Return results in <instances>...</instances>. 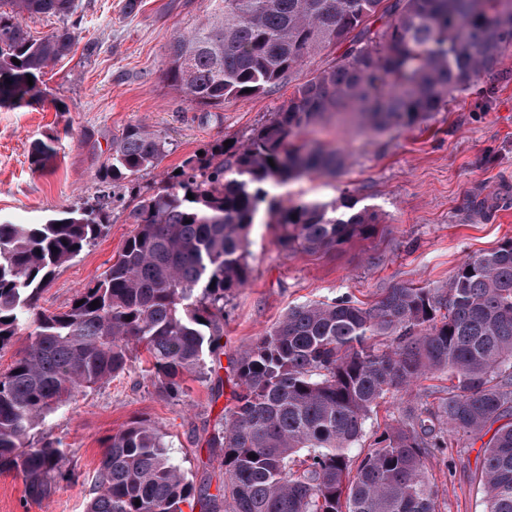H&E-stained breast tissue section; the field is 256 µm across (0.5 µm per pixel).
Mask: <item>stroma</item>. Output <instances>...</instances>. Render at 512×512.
Returning a JSON list of instances; mask_svg holds the SVG:
<instances>
[{
	"label": "stroma",
	"mask_w": 512,
	"mask_h": 512,
	"mask_svg": "<svg viewBox=\"0 0 512 512\" xmlns=\"http://www.w3.org/2000/svg\"><path fill=\"white\" fill-rule=\"evenodd\" d=\"M79 25L68 55L47 68L42 103L0 108V222L41 224L68 209L95 203L103 188L98 170L112 137L142 123L160 133L168 150L142 172L141 188L157 186L167 171L217 139L239 138L287 102L294 86L338 56L329 49L272 91L223 106L192 105L163 77L166 45L205 15L207 0H75ZM53 135L57 157L46 172L34 170L29 150ZM314 138L347 156L335 177L312 175L270 188L282 200L329 202L350 194L379 216L377 230L330 251H284L277 225L259 215L248 231L250 279L224 303V337L209 366L239 357L288 308L347 296L370 303L401 285L440 287L476 252L512 237V45L494 74H480L471 88L419 128L368 137L348 125L316 128ZM115 201L102 236L60 266L38 300L40 309L65 311L85 286L100 279L135 231L126 221L130 185L107 188ZM144 357L128 361L106 384L79 392L51 411L35 438L59 442L75 476L51 497L30 501L21 476L0 472V512H85L90 483L108 439L142 422L163 435L188 478L220 479L219 457L207 445L233 407L234 386L212 375H191L176 399L159 393L145 373ZM447 378L401 390L374 407L364 444L393 422L401 402L423 401L427 389ZM481 441H462L428 463L439 489V512H485L477 474Z\"/></svg>",
	"instance_id": "obj_1"
}]
</instances>
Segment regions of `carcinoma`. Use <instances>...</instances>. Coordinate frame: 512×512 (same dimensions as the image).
<instances>
[{
	"mask_svg": "<svg viewBox=\"0 0 512 512\" xmlns=\"http://www.w3.org/2000/svg\"><path fill=\"white\" fill-rule=\"evenodd\" d=\"M7 3L0 108L32 106L74 33L35 39L18 17L68 16L75 3ZM379 12L386 21L375 29ZM511 43L512 0H208L204 18L167 44V80L192 104L267 93L311 56L346 49L246 139L217 140L161 186L136 190L127 214L136 233L68 310L39 309V294L102 234L106 200L44 224H0V348L30 329L28 347L0 374V471L21 475L33 501L56 493L73 472L56 444L28 447L32 431L53 406L123 372L138 348L170 398L183 393L185 374L205 369L224 337V299L250 278L247 234L265 187L344 166L341 151L294 137L330 117L374 133L412 130L493 72ZM166 152L163 137L131 124L112 138L99 178L133 184ZM56 154L54 137L38 139L30 163L44 171ZM356 205L273 198L267 212L284 249L329 250L375 230L377 214ZM232 363L235 405L208 440L224 467L217 493L190 481L162 436L134 422L108 440L87 512H182L192 498L202 512H439L427 460L454 436L477 439L503 419L484 444L480 482L486 512H512L511 237L468 257L445 286L292 307ZM436 373L448 374L444 396L399 404L392 426L351 454L378 400Z\"/></svg>",
	"mask_w": 512,
	"mask_h": 512,
	"instance_id": "cac0c4a2",
	"label": "carcinoma"
}]
</instances>
